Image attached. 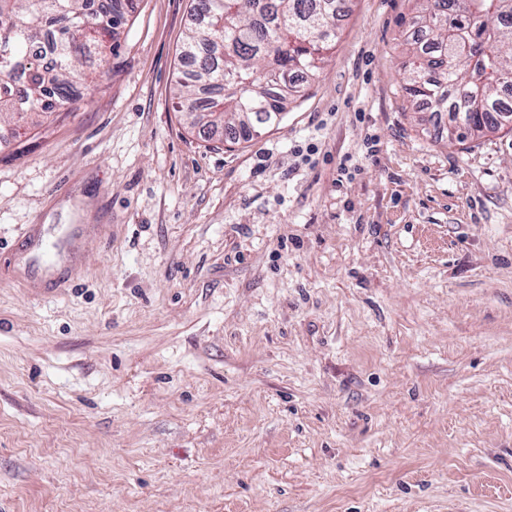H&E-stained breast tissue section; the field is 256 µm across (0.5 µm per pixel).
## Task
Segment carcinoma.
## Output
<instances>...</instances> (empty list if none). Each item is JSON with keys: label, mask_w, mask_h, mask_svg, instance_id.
I'll list each match as a JSON object with an SVG mask.
<instances>
[{"label": "carcinoma", "mask_w": 512, "mask_h": 512, "mask_svg": "<svg viewBox=\"0 0 512 512\" xmlns=\"http://www.w3.org/2000/svg\"><path fill=\"white\" fill-rule=\"evenodd\" d=\"M346 0H194L175 99L190 125L248 140L273 128L334 48ZM406 40L411 107L451 110L449 141L499 130L512 114V0H418ZM137 0H0V116L13 136L51 121L111 52Z\"/></svg>", "instance_id": "cac0c4a2"}]
</instances>
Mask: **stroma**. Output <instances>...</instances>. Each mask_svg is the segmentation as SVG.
<instances>
[{"label": "stroma", "instance_id": "1", "mask_svg": "<svg viewBox=\"0 0 512 512\" xmlns=\"http://www.w3.org/2000/svg\"><path fill=\"white\" fill-rule=\"evenodd\" d=\"M415 0H349L253 140L174 101L138 0L0 149V512H512V133L410 111ZM73 262L36 296L30 225Z\"/></svg>", "mask_w": 512, "mask_h": 512}]
</instances>
